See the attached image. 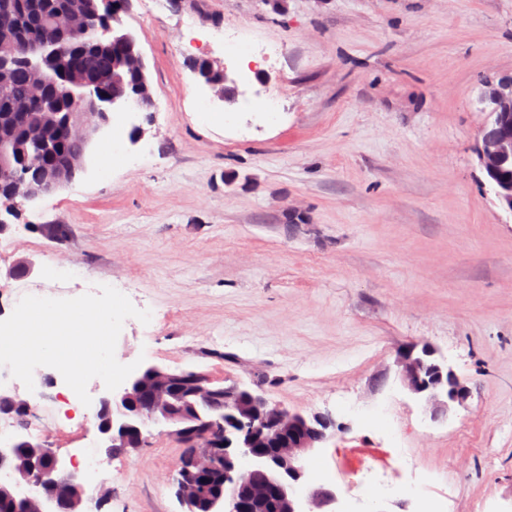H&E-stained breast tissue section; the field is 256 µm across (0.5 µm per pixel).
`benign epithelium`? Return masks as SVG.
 <instances>
[{
	"instance_id": "obj_1",
	"label": "benign epithelium",
	"mask_w": 512,
	"mask_h": 512,
	"mask_svg": "<svg viewBox=\"0 0 512 512\" xmlns=\"http://www.w3.org/2000/svg\"><path fill=\"white\" fill-rule=\"evenodd\" d=\"M130 2L85 0L78 11L84 22L71 28L64 27L62 20L72 11L60 9L43 26L49 35L27 32L17 38L11 55L0 56V70L23 65L42 83L58 87L71 104L67 112L58 111L57 101L51 97L15 104L16 121L33 126L34 133L21 149L0 138V182L8 187L7 200H32L69 184L84 168L86 152L80 150L44 167L39 181L27 180V169L42 164L55 147L43 122H49L57 138L87 144L110 125L113 106H141L142 101L135 95L104 92L102 83L112 80L110 74L92 84L69 81L71 40L95 34L102 9L110 6L122 13L128 11ZM17 15L14 0H0V28L14 27ZM489 88L494 113L478 132L476 155L486 185L494 188L499 164L512 159V77H504ZM434 355L425 347L419 353L408 350L399 356L397 364L402 383L432 407L436 416L448 410L449 404L462 401L466 390L452 368ZM180 391L187 392L193 401L187 411L177 407L175 395ZM221 392L227 423L222 441L215 436L216 416L195 407L197 403L211 402ZM0 403L20 417L32 410L29 401L2 385ZM98 414L105 416L96 423L98 445L107 451L139 450L149 424L164 427L165 434L195 448L181 463L175 483L180 512H194L198 483L209 473L214 449L221 445L224 454L233 458V464L224 469L227 493L213 501L211 512H257V506L269 495L279 499L282 512H328L327 507L336 503L334 490L308 483L303 463V455L326 439L331 420L309 418L272 405L249 387L233 383L221 389L204 373L146 363L120 388L99 397ZM271 445L277 446L275 453H264L263 449ZM2 472L8 480L0 481V494L15 499L20 512H79L84 491L82 476L49 444L21 436L0 443ZM241 483L251 486L250 496L237 493Z\"/></svg>"
}]
</instances>
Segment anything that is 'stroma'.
Masks as SVG:
<instances>
[{
    "instance_id": "obj_1",
    "label": "stroma",
    "mask_w": 512,
    "mask_h": 512,
    "mask_svg": "<svg viewBox=\"0 0 512 512\" xmlns=\"http://www.w3.org/2000/svg\"><path fill=\"white\" fill-rule=\"evenodd\" d=\"M122 25L151 94L120 117L132 160L102 174L103 130L71 183L17 204L0 234V318L17 288L113 286L151 312L124 322L120 363L200 371L332 418L306 467L340 500L405 512L356 469L400 486L409 459L448 512H512V215L474 151L479 94L512 75V0H132ZM217 27L280 54L246 67L210 41ZM201 58L233 78V103L196 74ZM270 96L273 118L249 112ZM203 101L223 124L204 121ZM44 249L77 276H46ZM22 259L31 272H14ZM413 344L455 371L464 405L436 419L403 386L396 354ZM65 390L17 431L42 424L60 457L104 461L85 512H179L176 442L151 426L138 452L90 449L94 422L50 423Z\"/></svg>"
}]
</instances>
